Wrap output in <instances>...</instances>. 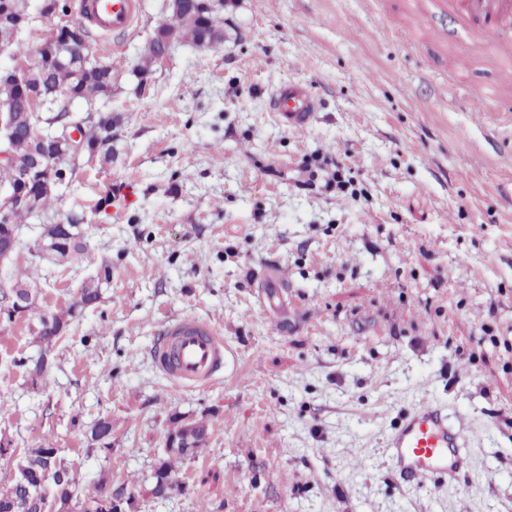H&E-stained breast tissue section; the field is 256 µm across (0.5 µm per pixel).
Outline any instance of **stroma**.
Instances as JSON below:
<instances>
[{
    "label": "stroma",
    "instance_id": "1",
    "mask_svg": "<svg viewBox=\"0 0 512 512\" xmlns=\"http://www.w3.org/2000/svg\"><path fill=\"white\" fill-rule=\"evenodd\" d=\"M141 4L131 29L90 35L114 67L112 160L56 192L59 214L86 212L88 250L43 263L34 309L0 317V485L48 443L80 498L109 486L131 512H512V117L464 107L484 83L512 94V72L484 54L449 75L466 42L425 0H224L221 43L150 65L171 0ZM286 80L318 99L308 130L269 110ZM336 155L338 184L320 167ZM104 260L99 303L45 348L39 314L65 312ZM273 267L283 312L262 288ZM182 315L231 349L208 386L153 364ZM421 402L470 433L452 482L394 472L386 437ZM101 418L105 447L89 441ZM178 421L208 434L157 497Z\"/></svg>",
    "mask_w": 512,
    "mask_h": 512
}]
</instances>
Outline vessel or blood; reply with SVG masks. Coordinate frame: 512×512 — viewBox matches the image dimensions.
<instances>
[{"instance_id": "b4317fda", "label": "vessel or blood", "mask_w": 512, "mask_h": 512, "mask_svg": "<svg viewBox=\"0 0 512 512\" xmlns=\"http://www.w3.org/2000/svg\"><path fill=\"white\" fill-rule=\"evenodd\" d=\"M448 15L457 32L468 38V52L448 56L449 73L468 69L478 53L493 49L497 62L512 61V0H432ZM78 10L100 33H117L133 26L140 0H78ZM278 122L295 131L307 130L316 118L318 101L310 88L289 81L270 99ZM227 347L206 322L183 316L157 338L152 350L156 369L173 385L210 384L224 369ZM467 436L453 424L445 407L424 402L393 428L387 447L398 477L407 483L429 484L456 476L466 459Z\"/></svg>"}]
</instances>
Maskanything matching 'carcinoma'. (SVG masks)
I'll list each match as a JSON object with an SVG mask.
<instances>
[{
	"instance_id": "carcinoma-1",
	"label": "carcinoma",
	"mask_w": 512,
	"mask_h": 512,
	"mask_svg": "<svg viewBox=\"0 0 512 512\" xmlns=\"http://www.w3.org/2000/svg\"><path fill=\"white\" fill-rule=\"evenodd\" d=\"M28 0H0V47L6 46L16 56L24 57L28 54V46L22 38V31L13 23L4 20L6 14L16 10L23 11L27 8ZM185 8L171 10L168 22L164 24V30L171 39H189L194 44L201 46L212 44L223 37L215 16L213 0H187ZM60 41L51 42L44 52L43 66L45 79L40 84L27 85L24 89H15L18 100H24V94L44 93L52 88L57 89V94L48 99L45 108L31 118V123L44 130L60 132L67 125L73 124L80 132L83 140L100 148L98 158L103 162L112 161V111H104V117L82 116L77 112L72 102H86L91 104L98 99L107 98L112 94V63L93 62L81 68L71 61L58 60V45ZM12 151L18 163L26 164L37 142L31 136L28 123L18 124L11 141ZM56 198L54 195L45 194L41 198V211L43 224L40 225L38 238L27 242L22 236V225L32 218L28 208L16 207L11 214L10 227L15 230L14 251H25L31 258V266L21 274L19 282L25 285L36 284L38 263L41 258L38 255L39 242L55 240L67 247V250L55 257L57 261L78 262L86 249L83 238V226L86 217L82 211H71L66 217V223L56 222L55 212ZM78 300L67 310V316L58 314L39 315L38 335L45 343L46 349L35 364L36 376L31 378L32 383H37L43 378L51 366L48 346L62 337L67 328V319L74 318L78 310L91 307L99 302L101 297L100 281L89 279L81 283L78 288ZM207 433L206 425L195 423L190 426L180 425L173 429L168 439L180 441L186 437H192L191 448H168L167 458L164 459L155 472V485L153 493L160 492L162 484L172 479L175 463L194 455L201 446ZM112 437V422L108 419L98 422L90 432V441L94 444H105ZM48 444L37 448H29L20 457L17 468L35 480L43 471L46 462ZM0 512H31L26 508V502L22 498L17 480H12L9 485L0 488Z\"/></svg>"
}]
</instances>
